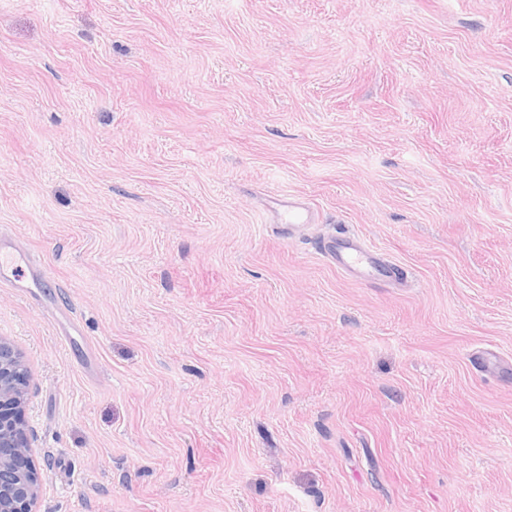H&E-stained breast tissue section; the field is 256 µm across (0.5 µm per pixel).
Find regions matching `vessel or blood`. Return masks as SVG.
Wrapping results in <instances>:
<instances>
[{"label": "vessel or blood", "mask_w": 512, "mask_h": 512, "mask_svg": "<svg viewBox=\"0 0 512 512\" xmlns=\"http://www.w3.org/2000/svg\"><path fill=\"white\" fill-rule=\"evenodd\" d=\"M273 210L289 229L311 224L314 220L309 206L298 200H274ZM318 250L337 270L359 281L393 285L400 282L397 264L372 251L357 235L341 233L323 240Z\"/></svg>", "instance_id": "b4317fda"}]
</instances>
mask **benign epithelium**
<instances>
[{
  "mask_svg": "<svg viewBox=\"0 0 512 512\" xmlns=\"http://www.w3.org/2000/svg\"><path fill=\"white\" fill-rule=\"evenodd\" d=\"M29 378L21 352L0 337V512H38L42 473L26 421Z\"/></svg>",
  "mask_w": 512,
  "mask_h": 512,
  "instance_id": "7a95c632",
  "label": "benign epithelium"
}]
</instances>
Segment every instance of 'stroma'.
<instances>
[{
	"label": "stroma",
	"mask_w": 512,
	"mask_h": 512,
	"mask_svg": "<svg viewBox=\"0 0 512 512\" xmlns=\"http://www.w3.org/2000/svg\"><path fill=\"white\" fill-rule=\"evenodd\" d=\"M0 251L38 512H512V0H0ZM274 212L278 214L282 224L288 229H294L300 226L311 224L314 221V215L309 206L302 201H288L274 199L271 201ZM318 252L324 255L337 270L360 282H389L391 285H396L407 278V275L398 277V268L401 269V267L372 251L355 234L344 232L323 240L319 244Z\"/></svg>",
	"instance_id": "35a3bbf8"
}]
</instances>
